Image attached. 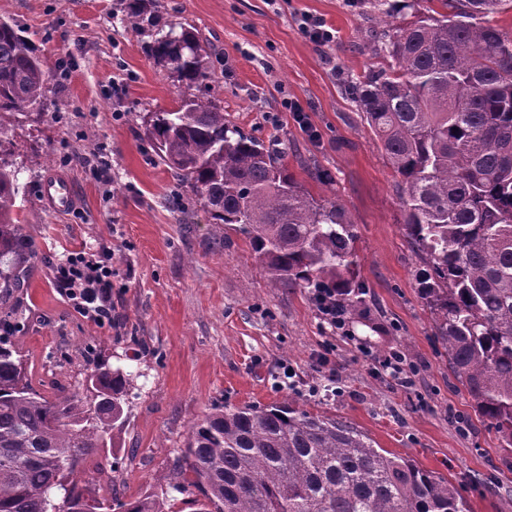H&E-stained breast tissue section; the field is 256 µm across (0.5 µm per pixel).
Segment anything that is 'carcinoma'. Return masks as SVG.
<instances>
[{"label": "carcinoma", "instance_id": "1", "mask_svg": "<svg viewBox=\"0 0 512 512\" xmlns=\"http://www.w3.org/2000/svg\"><path fill=\"white\" fill-rule=\"evenodd\" d=\"M444 12L372 34L394 63L354 85L357 102L400 177L405 235L422 265L417 284L448 367L477 421L512 447V31L491 23L508 0H439ZM179 82L180 105L148 112L160 162L191 182L217 224H237L270 284L360 302L354 225L313 197L281 151L224 121L192 93L217 82L195 31L157 29L152 47ZM49 75L30 43L0 21V303L31 254L13 217L20 185L4 118L44 104ZM131 373L94 365L83 392L50 400L25 379L0 336V512H101L74 475L127 421ZM184 467L159 495L112 502L167 512L169 494L197 488L199 512H470L448 480L377 448L351 424L279 405L215 409L193 423Z\"/></svg>", "mask_w": 512, "mask_h": 512}]
</instances>
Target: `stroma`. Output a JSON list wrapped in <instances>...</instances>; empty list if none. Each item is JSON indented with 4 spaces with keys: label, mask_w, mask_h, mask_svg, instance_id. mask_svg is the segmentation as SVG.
<instances>
[{
    "label": "stroma",
    "mask_w": 512,
    "mask_h": 512,
    "mask_svg": "<svg viewBox=\"0 0 512 512\" xmlns=\"http://www.w3.org/2000/svg\"><path fill=\"white\" fill-rule=\"evenodd\" d=\"M135 2L144 19L136 30L127 24ZM413 3L407 11L388 0L385 17L371 0H0V20L49 73L42 114L11 125L15 212L34 256L9 300L19 318L10 342L29 383L49 398L80 390L92 348L135 374L114 447L81 468L97 497L160 493L204 414L292 396L448 479L471 512H512V448L466 420L467 396L417 291L399 178L349 90L381 63L373 31L441 8ZM308 15L324 20L332 42L303 34ZM154 17L198 32L225 120L278 138L298 180L336 200L354 225L364 295L344 325L323 321L303 290L271 287L249 238L213 223L190 184L160 163L142 117L180 100L174 74L150 51ZM292 102L309 128L294 121ZM98 155L108 163L104 180L90 166ZM54 174L76 196L64 213L43 199ZM78 251L112 258L109 323L86 317L54 283V265Z\"/></svg>",
    "instance_id": "1"
}]
</instances>
